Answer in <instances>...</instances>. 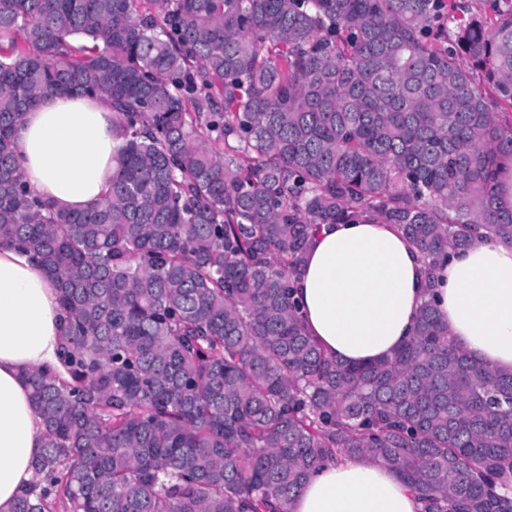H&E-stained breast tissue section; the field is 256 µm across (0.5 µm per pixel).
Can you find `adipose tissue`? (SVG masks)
Masks as SVG:
<instances>
[{
  "label": "adipose tissue",
  "mask_w": 512,
  "mask_h": 512,
  "mask_svg": "<svg viewBox=\"0 0 512 512\" xmlns=\"http://www.w3.org/2000/svg\"><path fill=\"white\" fill-rule=\"evenodd\" d=\"M103 99L52 95L25 112L16 164L27 185L63 210L97 201L122 144ZM304 324L338 360L366 364L412 336L434 300L452 336L476 361L512 372V244L479 241L453 252L427 280L421 255L389 224H325L295 276ZM60 310L41 264L0 247V512H12L35 480L42 422L25 371L58 365ZM393 469L363 457L327 463L304 486L294 512H420Z\"/></svg>",
  "instance_id": "adipose-tissue-1"
}]
</instances>
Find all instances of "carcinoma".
<instances>
[{
	"label": "carcinoma",
	"instance_id": "1",
	"mask_svg": "<svg viewBox=\"0 0 512 512\" xmlns=\"http://www.w3.org/2000/svg\"><path fill=\"white\" fill-rule=\"evenodd\" d=\"M0 0V247L57 290L65 371L24 373L43 425L13 512H294L363 456L421 512H512V373L431 303L343 364L293 277L324 224H394L428 269L512 243V0ZM52 94L112 101L107 192L65 211L15 165Z\"/></svg>",
	"mask_w": 512,
	"mask_h": 512
}]
</instances>
